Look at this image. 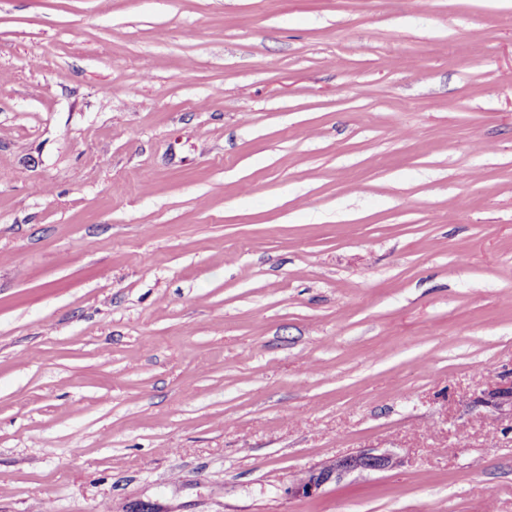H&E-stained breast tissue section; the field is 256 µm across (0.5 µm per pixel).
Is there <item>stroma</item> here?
I'll use <instances>...</instances> for the list:
<instances>
[{
  "instance_id": "35a3bbf8",
  "label": "stroma",
  "mask_w": 512,
  "mask_h": 512,
  "mask_svg": "<svg viewBox=\"0 0 512 512\" xmlns=\"http://www.w3.org/2000/svg\"><path fill=\"white\" fill-rule=\"evenodd\" d=\"M511 380L512 0H0V512H512ZM392 465V459L386 455H375L372 453H360L357 455L345 457L336 460L332 467L323 469L318 474L309 476L307 482L303 485L306 491L313 492L317 487L331 478L336 471V477L339 478L344 473L354 469H372L380 470L389 468Z\"/></svg>"
}]
</instances>
